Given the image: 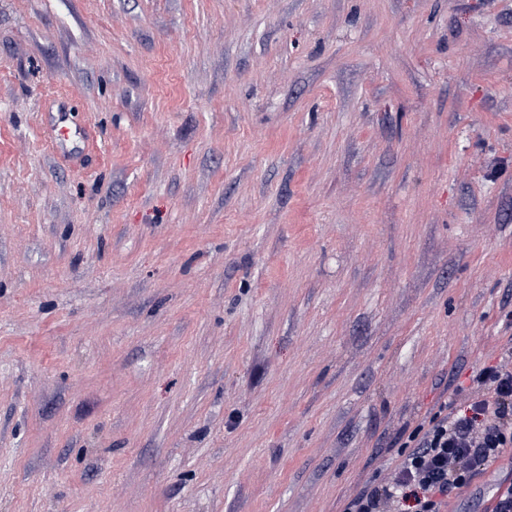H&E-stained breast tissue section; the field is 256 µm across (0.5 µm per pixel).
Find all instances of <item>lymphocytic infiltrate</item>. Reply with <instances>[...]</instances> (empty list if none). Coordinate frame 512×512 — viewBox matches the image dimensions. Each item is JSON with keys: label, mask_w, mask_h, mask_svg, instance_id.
I'll return each mask as SVG.
<instances>
[{"label": "lymphocytic infiltrate", "mask_w": 512, "mask_h": 512, "mask_svg": "<svg viewBox=\"0 0 512 512\" xmlns=\"http://www.w3.org/2000/svg\"><path fill=\"white\" fill-rule=\"evenodd\" d=\"M512 447V347L471 377L460 406L443 405L400 444L390 476L344 512H447L448 502Z\"/></svg>", "instance_id": "lymphocytic-infiltrate-1"}]
</instances>
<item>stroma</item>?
I'll return each instance as SVG.
<instances>
[{"label": "stroma", "instance_id": "obj_1", "mask_svg": "<svg viewBox=\"0 0 512 512\" xmlns=\"http://www.w3.org/2000/svg\"><path fill=\"white\" fill-rule=\"evenodd\" d=\"M510 346L512 0H0V512H343Z\"/></svg>", "mask_w": 512, "mask_h": 512}]
</instances>
